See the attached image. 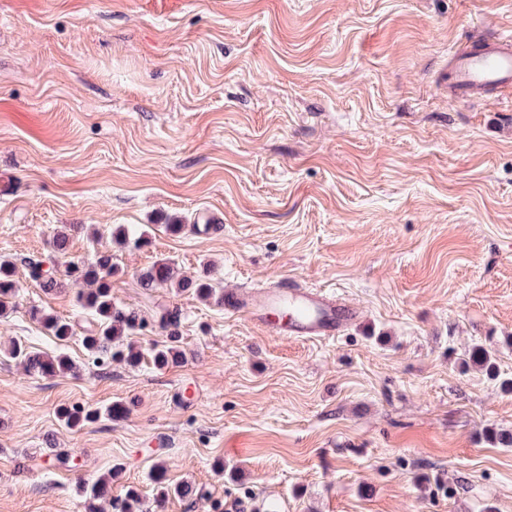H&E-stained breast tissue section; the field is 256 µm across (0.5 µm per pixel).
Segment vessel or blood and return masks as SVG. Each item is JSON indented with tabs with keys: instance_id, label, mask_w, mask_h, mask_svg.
<instances>
[{
	"instance_id": "vessel-or-blood-1",
	"label": "vessel or blood",
	"mask_w": 512,
	"mask_h": 512,
	"mask_svg": "<svg viewBox=\"0 0 512 512\" xmlns=\"http://www.w3.org/2000/svg\"><path fill=\"white\" fill-rule=\"evenodd\" d=\"M447 70L450 88L464 99L480 90L511 87L512 37L502 35L480 48L456 51ZM222 304L225 314L279 336L306 340L334 338L358 315L350 303L288 278L272 288L225 293Z\"/></svg>"
}]
</instances>
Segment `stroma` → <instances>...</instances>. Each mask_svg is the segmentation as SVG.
<instances>
[{"label": "stroma", "instance_id": "stroma-1", "mask_svg": "<svg viewBox=\"0 0 512 512\" xmlns=\"http://www.w3.org/2000/svg\"><path fill=\"white\" fill-rule=\"evenodd\" d=\"M505 33L512 0H0V257L20 284L0 317V512H88L107 474L143 512H512V447L483 436L512 431V99L439 80L464 40ZM120 226L143 242L117 245ZM101 250L127 343L166 342L176 312L179 363L83 348L65 263ZM164 259L219 290L292 278L360 319L283 338L142 288ZM14 341L76 369L27 373ZM476 345L497 377L465 367ZM76 404L99 418L66 428ZM32 316L42 323L53 336L60 340L67 339L72 335V325L65 319L58 316L45 315L40 310H34Z\"/></svg>", "mask_w": 512, "mask_h": 512}]
</instances>
